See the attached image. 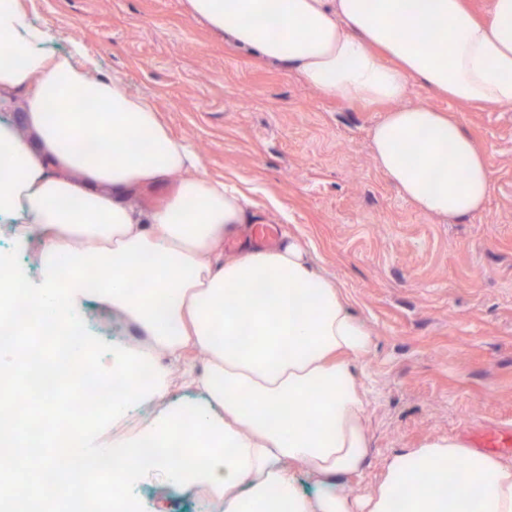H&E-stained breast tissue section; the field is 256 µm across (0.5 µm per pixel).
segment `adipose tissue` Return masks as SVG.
I'll use <instances>...</instances> for the list:
<instances>
[{"label": "adipose tissue", "instance_id": "adipose-tissue-1", "mask_svg": "<svg viewBox=\"0 0 512 512\" xmlns=\"http://www.w3.org/2000/svg\"><path fill=\"white\" fill-rule=\"evenodd\" d=\"M187 3L323 96L388 105L373 131L375 164L420 211L451 220L483 207L488 165L461 121L401 101L416 81L460 104H512V0H490L484 17L468 0ZM47 39L19 0H0V106L20 104L23 125H0V218L21 215L14 239L40 237L45 254L41 288L0 283V312L21 307L78 342L87 298L122 313L146 341L114 352L99 375L116 421L165 397L169 362L209 353L184 372L191 403L101 457L113 512H128L131 481L150 472L204 491L219 512H512V463L453 438L393 456L365 501L337 489L370 448L354 366L370 346L366 324L295 237L225 256V240L253 221L246 194L198 175L194 151L146 99L93 78L97 62L80 42L54 54ZM172 178L163 206L136 204L140 189ZM50 368L43 352L21 360L0 338V370L27 379L46 405L54 389L40 374ZM297 467L316 494L297 485Z\"/></svg>", "mask_w": 512, "mask_h": 512}]
</instances>
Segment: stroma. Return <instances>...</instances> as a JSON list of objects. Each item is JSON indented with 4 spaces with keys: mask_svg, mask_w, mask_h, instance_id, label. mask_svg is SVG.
I'll use <instances>...</instances> for the list:
<instances>
[{
    "mask_svg": "<svg viewBox=\"0 0 512 512\" xmlns=\"http://www.w3.org/2000/svg\"><path fill=\"white\" fill-rule=\"evenodd\" d=\"M47 29L49 51L81 42L96 75L147 99L187 142L200 173L249 188L256 220L300 238L371 333L357 365L369 392L370 451L342 477L373 494L390 459L436 439L512 430V105L464 106L416 83L403 105L454 113L483 152L489 196L446 220L418 210L378 171L372 130L385 107L325 98L294 71L235 50L187 13V0H21ZM10 276L39 285L34 244L0 223ZM87 329L112 344L140 337L119 314L88 303ZM133 512H212L197 494L145 474Z\"/></svg>",
    "mask_w": 512,
    "mask_h": 512,
    "instance_id": "stroma-1",
    "label": "stroma"
}]
</instances>
